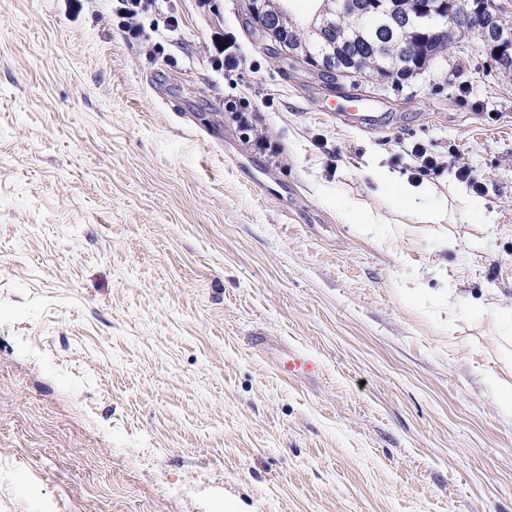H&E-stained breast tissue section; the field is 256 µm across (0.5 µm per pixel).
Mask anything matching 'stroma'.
Returning <instances> with one entry per match:
<instances>
[{"label": "stroma", "mask_w": 512, "mask_h": 512, "mask_svg": "<svg viewBox=\"0 0 512 512\" xmlns=\"http://www.w3.org/2000/svg\"><path fill=\"white\" fill-rule=\"evenodd\" d=\"M117 5L0 0V512H512V72L333 84L244 0ZM417 142L435 230L370 176ZM121 5L117 9L118 15L126 19L125 27L129 37L138 38L141 35L142 29L137 25L134 20L137 18L140 12L150 7H155L158 12H161L159 7V0H120L118 1ZM487 379L497 391L501 405L512 411V368H505L500 373L490 371Z\"/></svg>", "instance_id": "stroma-1"}]
</instances>
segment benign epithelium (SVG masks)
<instances>
[{"mask_svg":"<svg viewBox=\"0 0 512 512\" xmlns=\"http://www.w3.org/2000/svg\"><path fill=\"white\" fill-rule=\"evenodd\" d=\"M246 10L276 48L308 61L314 68L339 78L363 76L362 56L356 52L358 29L348 34L333 30L335 10L327 9L311 24L313 37L303 39L288 25V13L276 0H245ZM349 15L359 21L373 15L393 34L412 30L420 39L400 45L391 56L390 68L410 75L428 53L438 56L448 39L477 33L483 47L504 70L512 69V28L501 24L493 0H348Z\"/></svg>","mask_w":512,"mask_h":512,"instance_id":"7a95c632","label":"benign epithelium"}]
</instances>
